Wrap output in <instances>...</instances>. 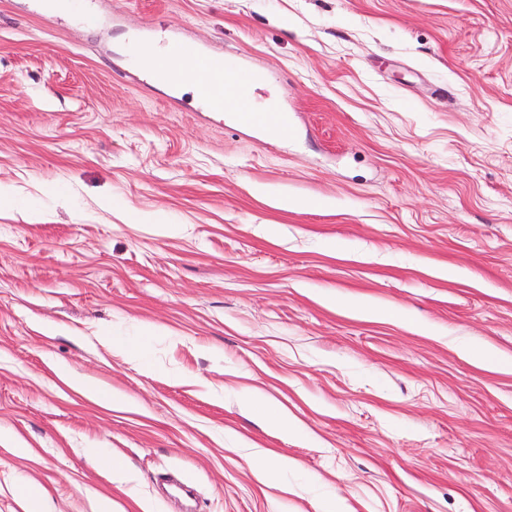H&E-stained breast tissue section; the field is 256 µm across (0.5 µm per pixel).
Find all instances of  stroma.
I'll list each match as a JSON object with an SVG mask.
<instances>
[{
    "mask_svg": "<svg viewBox=\"0 0 512 512\" xmlns=\"http://www.w3.org/2000/svg\"><path fill=\"white\" fill-rule=\"evenodd\" d=\"M41 2L0 0V512H182L167 474L197 512H512V0ZM140 42L235 63L292 135ZM199 54L192 44H178L170 49L169 56L160 68L151 73L155 81L177 84L180 78L186 74L183 67L186 60L197 61ZM236 117L238 122L246 125H260L270 124L275 125L280 129L283 136L288 137L291 134L290 123L288 122V115L284 112L277 110H255L251 112H237ZM275 126L270 127V131L274 134H279V129ZM244 406L247 409L255 410L262 409L268 415V419L270 424L283 428L285 430H294L296 429V422H294L290 417H288V413L282 411L279 407L268 404L265 406L259 400L251 399L245 402Z\"/></svg>",
    "mask_w": 512,
    "mask_h": 512,
    "instance_id": "stroma-1",
    "label": "stroma"
}]
</instances>
